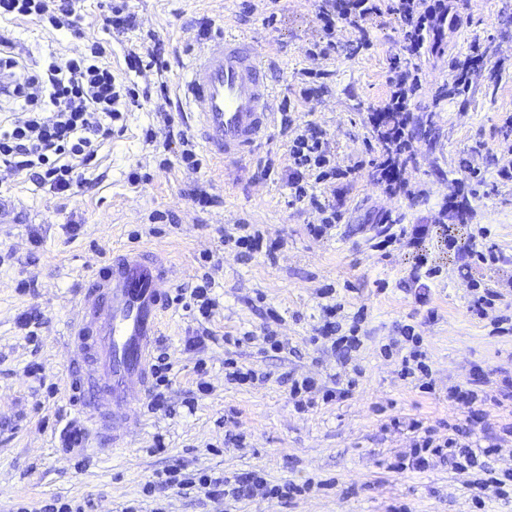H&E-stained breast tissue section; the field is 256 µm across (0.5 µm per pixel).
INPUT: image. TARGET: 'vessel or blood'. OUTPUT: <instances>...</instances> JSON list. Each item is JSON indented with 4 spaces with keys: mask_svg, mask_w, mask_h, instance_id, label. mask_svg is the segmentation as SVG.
I'll return each mask as SVG.
<instances>
[{
    "mask_svg": "<svg viewBox=\"0 0 512 512\" xmlns=\"http://www.w3.org/2000/svg\"><path fill=\"white\" fill-rule=\"evenodd\" d=\"M177 98L213 160L243 156L274 136L276 91L259 51L245 39L219 34L199 46ZM171 276L144 247L120 249L108 265L82 277L78 310L68 324L74 397L92 409L98 433L112 446L124 440L115 423L149 388Z\"/></svg>",
    "mask_w": 512,
    "mask_h": 512,
    "instance_id": "1",
    "label": "vessel or blood"
}]
</instances>
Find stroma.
<instances>
[{"mask_svg":"<svg viewBox=\"0 0 512 512\" xmlns=\"http://www.w3.org/2000/svg\"><path fill=\"white\" fill-rule=\"evenodd\" d=\"M135 29L112 38V71L136 91L154 96L129 113L126 129L98 149L74 194H56L23 174L0 170V198L14 209L0 223V512L18 503L39 507L55 498L92 501L94 512H512V482L480 494L477 484L512 473V402L487 409L473 429V441L497 442L495 454L477 467L456 469L437 462L422 472L398 470L421 424L444 438L465 427L466 415L448 403V388L480 365L494 379L512 376V335L497 336L501 318H512V181L498 177L512 166V0H467L459 30L441 49L420 60L430 78L451 81L452 62L472 40L489 47L488 65L477 69L469 91L433 102L431 94L411 103L418 120L413 180L419 191L390 198L368 174L348 183L327 181L315 188L320 199L340 206L344 220L322 239L308 232L319 215L295 202L288 186V139L275 133L261 152L240 161L216 162L189 130L174 103L157 98L159 84L176 89L192 48L219 31L242 35L266 54L269 76L281 105L300 124L319 127L343 167L366 159L374 134L367 109L383 99L388 59L401 52V23L384 15L368 21L373 45L355 52L352 28L338 32L335 53L312 55L323 34L318 0H126ZM18 43L37 59L67 57L81 46L64 32L32 23L13 27ZM164 41L166 71L129 72L128 51H144L152 37ZM507 66L491 75L489 64ZM315 86L304 100L300 91ZM157 140L146 143L145 128ZM202 165L188 170L184 148ZM141 173L131 185V171ZM213 197L202 208L195 193ZM468 200V223L443 219L446 195ZM424 224L430 263L441 276L431 280L426 301L407 285L414 263L402 244L377 247L374 236L385 221ZM251 224L282 239L275 257L243 260L221 238L234 225ZM490 229L502 254L492 268L465 271L460 254L444 246L446 236L470 242ZM148 245L171 266L173 288L190 289L204 273L215 279L219 307L210 319L171 305L156 352L172 369L167 404L155 411L137 405L141 422L122 448L97 438L90 415L71 398L65 325L76 305L80 274L89 264L107 263L114 249ZM498 291L484 315L470 310L471 280ZM343 309L342 328L357 327L363 341L341 363L330 347L313 343L321 323L325 290ZM283 317L278 336L286 352L262 351L259 343L228 346L225 334L260 331L268 308ZM41 317L35 331L24 314ZM414 326L431 367L433 388L423 377H403L407 348L381 356L380 347ZM208 328L203 351L187 348L192 332ZM252 368L253 382L224 378V363ZM41 366V377L30 374ZM357 375L352 394L326 398L337 378ZM314 379L313 407L298 408L289 396L292 380ZM208 393H200L199 385ZM400 427H393L391 417ZM83 430L79 448L66 451L61 433L68 423ZM181 468L233 477L255 473L268 485L291 482L303 493L292 500L262 494L248 500L211 501L193 490L143 488L157 473Z\"/></svg>","mask_w":512,"mask_h":512,"instance_id":"35a3bbf8","label":"stroma"}]
</instances>
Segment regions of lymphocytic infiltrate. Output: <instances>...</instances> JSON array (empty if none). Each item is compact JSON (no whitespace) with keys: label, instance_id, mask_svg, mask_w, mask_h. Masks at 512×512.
<instances>
[{"label":"lymphocytic infiltrate","instance_id":"obj_1","mask_svg":"<svg viewBox=\"0 0 512 512\" xmlns=\"http://www.w3.org/2000/svg\"><path fill=\"white\" fill-rule=\"evenodd\" d=\"M81 11V0H0V82L5 85L0 92V167L27 174L34 183L58 194L81 184L79 167L88 165L101 144L111 139L114 124L124 121L127 113L140 105L132 88L114 75L112 45L105 38L106 33H121L133 27L127 5L110 6L99 33L83 28ZM383 13L400 20L404 53L391 57L387 95L370 109L377 144L366 167L387 195L410 196L414 193L412 172L416 161L412 98L427 90L436 100L454 99L469 88L473 65L485 58L486 49L480 41H472L468 54L453 69L452 83L441 84L428 79L417 60L440 47L448 27L460 21L457 6L448 0H321L316 19L326 38V51L335 50L336 33L345 26L358 33L356 50L370 48L371 35L363 22ZM15 21H31L70 33L83 41L84 49L64 60L54 56L42 63L28 62L8 28ZM289 155L293 165L288 185L297 201L310 204L320 213V222L310 225L309 232L312 237H323L341 223L343 213L321 203L316 194L310 193V185L330 177L356 181L362 167L333 165L327 140L309 126L293 136ZM428 232L423 224L400 228L395 234L386 229L381 232L385 242L399 238L415 250L417 262L411 279L423 291L428 288V279L436 275L424 252ZM510 398L512 378L496 383L478 367L467 380L448 389L449 402L466 409L471 422L484 418L483 409L476 406L478 400L494 403ZM434 456L443 461L457 456L469 465L475 462L474 450L462 449L454 433L440 440L430 435L422 437L407 466L423 471ZM157 484L162 488L196 487L214 500L227 496L246 499L262 488L260 478L253 474L232 480L210 474L183 478L175 470L166 472Z\"/></svg>","mask_w":512,"mask_h":512}]
</instances>
